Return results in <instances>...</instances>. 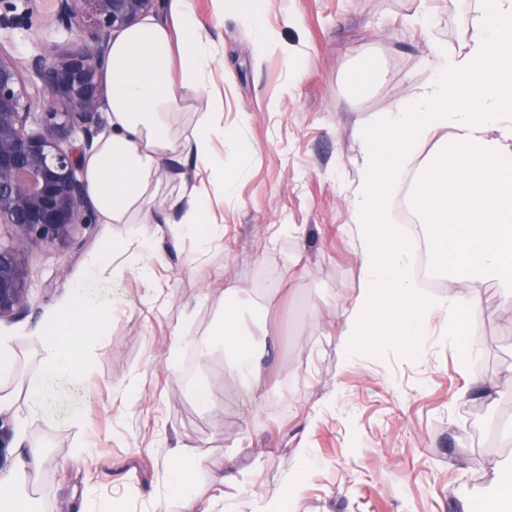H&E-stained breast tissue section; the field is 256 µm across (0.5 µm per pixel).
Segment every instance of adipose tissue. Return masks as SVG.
<instances>
[{"label":"adipose tissue","instance_id":"1","mask_svg":"<svg viewBox=\"0 0 512 512\" xmlns=\"http://www.w3.org/2000/svg\"><path fill=\"white\" fill-rule=\"evenodd\" d=\"M171 10L180 36L149 20L110 42L108 129L81 160L87 192L104 224H130L145 215L161 163L173 146L169 116L182 101L207 89L213 56L203 24L188 0H172ZM223 118V102L209 99L184 143L188 156L214 171L224 166L214 152L215 140L232 138ZM441 130L448 133L445 149L420 168L413 186L417 221L431 235V261L447 272L455 288L436 299L422 296L410 278L414 247L389 224L386 208L417 145ZM358 142L363 161L350 208L363 278L346 315L341 350L349 356L389 345L417 353L430 334L431 317L443 312L452 318L449 336L465 339L461 366L474 374V321L483 298L471 283L488 277L512 288V0H495L493 11L479 17L466 51L452 53L436 44L431 78L379 125L361 133ZM145 250V244L133 248L118 240L89 254L64 303L47 312L38 328L45 364L26 382L16 383V355L0 342V405L20 398L29 411H37L48 380L83 377L86 340L105 334L92 285L106 272L121 274L115 255H126L131 266ZM200 345L222 347L241 387L253 386L263 344L244 327L236 307L226 310ZM41 462V449L32 446L20 455L16 469L0 473V500L14 512H27L17 486ZM195 465L174 452L168 488L185 512H209L193 492Z\"/></svg>","mask_w":512,"mask_h":512}]
</instances>
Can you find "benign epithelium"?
<instances>
[{"mask_svg":"<svg viewBox=\"0 0 512 512\" xmlns=\"http://www.w3.org/2000/svg\"><path fill=\"white\" fill-rule=\"evenodd\" d=\"M51 19L83 38L76 53L39 55L28 62L38 82L27 84L18 61L0 51V223L31 250L64 244L88 222L93 205L78 178L79 157L101 129L102 77L108 40L162 0H52ZM42 103L44 133L26 130L31 106ZM82 136V146L67 143ZM28 269L16 249L0 244V318L28 305Z\"/></svg>","mask_w":512,"mask_h":512,"instance_id":"7a95c632","label":"benign epithelium"}]
</instances>
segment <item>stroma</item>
<instances>
[{"mask_svg":"<svg viewBox=\"0 0 512 512\" xmlns=\"http://www.w3.org/2000/svg\"><path fill=\"white\" fill-rule=\"evenodd\" d=\"M483 0H267L272 39L255 57L253 31L218 0H192L214 57L208 94L224 102L236 146L216 145L217 174L198 168L182 141L205 106L173 113V151L158 175L147 224L77 226L67 244L26 257L28 311L0 320L18 380L36 374L43 316L66 298L86 257L113 239L148 238V273L125 271L98 284L106 334L90 339L87 383L67 405L0 411L9 435L0 472L22 449L44 452L24 488L31 512H183L167 469L175 449L199 464L200 501L226 512H268L288 484L290 512H465L490 491L495 467L512 462V290L476 281L483 297L477 359L485 381L461 370L463 347L438 316L422 352L388 346L344 358L339 337L361 285L350 197L357 185L360 127L375 125L426 83L433 43L465 51ZM18 17L0 31V50L19 64L76 52L82 41L47 23L49 0H11ZM433 16L431 33L410 18ZM232 191H225V182ZM203 186L221 237L176 230L184 184ZM234 289L255 332L270 339L252 390H243L222 352L206 364L189 346L211 331ZM184 345L173 359L174 342ZM203 381L213 404L201 411L188 380ZM83 416L70 425L71 410ZM82 454H73L75 446ZM313 464L297 470V454Z\"/></svg>","mask_w":512,"mask_h":512,"instance_id":"35a3bbf8","label":"stroma"}]
</instances>
